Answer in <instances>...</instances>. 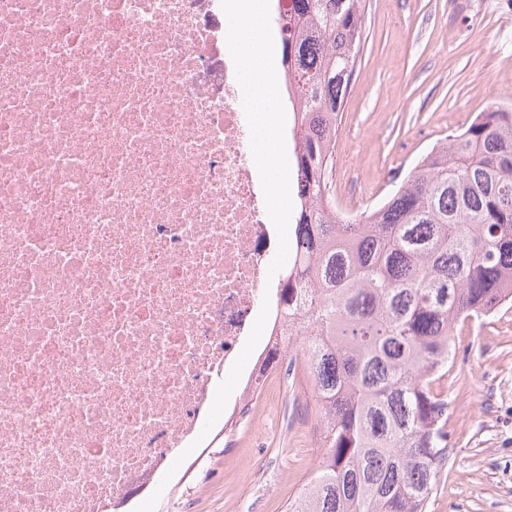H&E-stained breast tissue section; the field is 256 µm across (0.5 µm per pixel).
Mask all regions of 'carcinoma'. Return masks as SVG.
<instances>
[{
  "instance_id": "cac0c4a2",
  "label": "carcinoma",
  "mask_w": 512,
  "mask_h": 512,
  "mask_svg": "<svg viewBox=\"0 0 512 512\" xmlns=\"http://www.w3.org/2000/svg\"><path fill=\"white\" fill-rule=\"evenodd\" d=\"M366 0H293L275 23L294 115L292 259L274 324L298 350L320 411L322 462L288 512H426L448 461L435 383L459 324L512 304V109L435 146L380 206L344 221L331 193L336 134Z\"/></svg>"
}]
</instances>
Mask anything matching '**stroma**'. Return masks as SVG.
Masks as SVG:
<instances>
[{
	"instance_id": "1",
	"label": "stroma",
	"mask_w": 512,
	"mask_h": 512,
	"mask_svg": "<svg viewBox=\"0 0 512 512\" xmlns=\"http://www.w3.org/2000/svg\"><path fill=\"white\" fill-rule=\"evenodd\" d=\"M512 105V0H366L365 34L336 139L338 210L379 205L477 113ZM439 385L448 461L427 512H512V307L457 329ZM274 415L214 428L182 463L181 493L156 512H286L318 469L320 414L303 377ZM236 456L224 454L227 441Z\"/></svg>"
}]
</instances>
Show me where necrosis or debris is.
<instances>
[{
    "label": "necrosis or debris",
    "mask_w": 512,
    "mask_h": 512,
    "mask_svg": "<svg viewBox=\"0 0 512 512\" xmlns=\"http://www.w3.org/2000/svg\"><path fill=\"white\" fill-rule=\"evenodd\" d=\"M221 0H0V512H121L200 435L276 246ZM274 350L231 395L296 352Z\"/></svg>",
    "instance_id": "necrosis-or-debris-1"
}]
</instances>
